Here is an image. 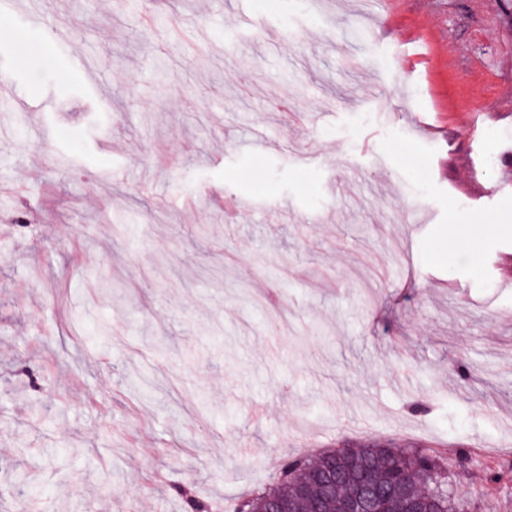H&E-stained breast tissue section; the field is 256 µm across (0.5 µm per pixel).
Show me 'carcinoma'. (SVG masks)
Masks as SVG:
<instances>
[{"label":"carcinoma","instance_id":"carcinoma-1","mask_svg":"<svg viewBox=\"0 0 512 512\" xmlns=\"http://www.w3.org/2000/svg\"><path fill=\"white\" fill-rule=\"evenodd\" d=\"M341 470V478L324 490L314 487L303 496L296 487L316 484V476L330 465ZM371 468L379 484L392 475L408 478L436 512H459L460 502L448 489V460L431 448H373L359 446L321 453L311 460L287 455L280 465L278 482L241 501L235 512H267L274 500H286L291 512H341L344 492L356 484L359 473Z\"/></svg>","mask_w":512,"mask_h":512}]
</instances>
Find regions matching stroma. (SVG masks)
<instances>
[{"label":"stroma","mask_w":512,"mask_h":512,"mask_svg":"<svg viewBox=\"0 0 512 512\" xmlns=\"http://www.w3.org/2000/svg\"><path fill=\"white\" fill-rule=\"evenodd\" d=\"M313 2L0 8V467L31 488L0 512H224L284 455L363 444L435 448L468 512H512V0Z\"/></svg>","instance_id":"obj_1"}]
</instances>
